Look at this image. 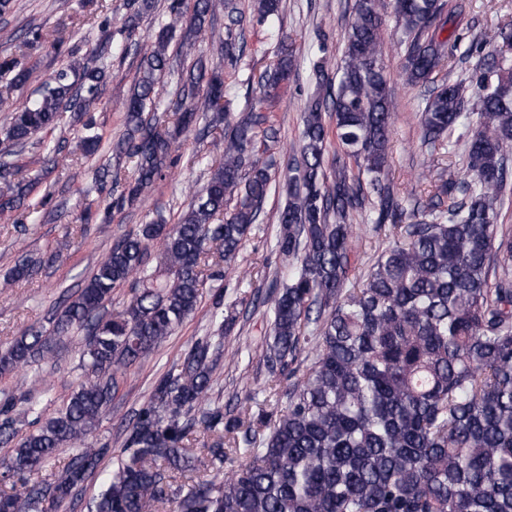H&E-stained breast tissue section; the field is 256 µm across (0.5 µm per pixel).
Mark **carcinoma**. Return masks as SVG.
Returning a JSON list of instances; mask_svg holds the SVG:
<instances>
[{"instance_id":"carcinoma-1","label":"carcinoma","mask_w":512,"mask_h":512,"mask_svg":"<svg viewBox=\"0 0 512 512\" xmlns=\"http://www.w3.org/2000/svg\"><path fill=\"white\" fill-rule=\"evenodd\" d=\"M124 29L136 35L153 0H130ZM224 8V31L209 25ZM383 0H356L336 71L337 86L310 99L299 157L282 188L276 250L289 266L288 283L271 301V335L261 358L271 375L295 378L277 412L262 409L254 393L260 433L211 405L212 373L224 347V312L212 313L211 335L198 340L181 364L163 375L150 401L125 426L124 448L111 473L100 465L103 445L74 447L93 435L112 403L118 371L147 357L190 315L210 277L234 261L256 223L273 180L278 142L266 112L224 122V160L191 197L175 224L139 225L91 272L51 328L31 327L0 349V376L44 355L48 335L71 339L82 330L80 358L88 375L56 415L42 419L32 392L0 393V477L21 490L0 492V512H40L60 503L88 477H101L89 512H156L176 477L201 462L210 478L174 487L176 512H512V232L498 224L512 174V63L498 49L512 45V28L477 37L473 76L480 95L470 103L460 82L431 91L421 112L423 144L442 145L474 107L483 121L466 143L473 179L440 180L420 211L406 214L386 180L394 98L381 50ZM407 40L405 68L412 83L454 56L460 38H442L459 25L462 0H395ZM169 22L142 48L138 75L122 103L125 134L111 156L133 162L121 206L136 201L174 165L173 132L189 134L208 113L228 112L224 73L196 42L169 53L174 26L186 22L236 64L243 50L235 30L244 24L228 0H170ZM280 40L276 59L260 75L272 93L288 83L292 50ZM178 73L172 126L155 117L156 87ZM190 64H185V60ZM106 76L92 59L61 65L0 127V153L71 118L82 135L72 154L103 157L102 136L90 113ZM0 80L24 86L29 72L15 57L0 58ZM334 164L325 167L331 140ZM0 171V213L19 210L36 183ZM448 197V211L440 209ZM369 210L376 230L389 223L400 236L370 265L357 288L345 287L356 257L351 216ZM160 241L162 258L149 265ZM134 292L125 308L106 313L112 292ZM312 355L300 372L303 354ZM302 376H297V373ZM27 430H22V427ZM201 428L216 436L206 458L192 454L189 436ZM72 451L51 482L36 479L53 455Z\"/></svg>"}]
</instances>
